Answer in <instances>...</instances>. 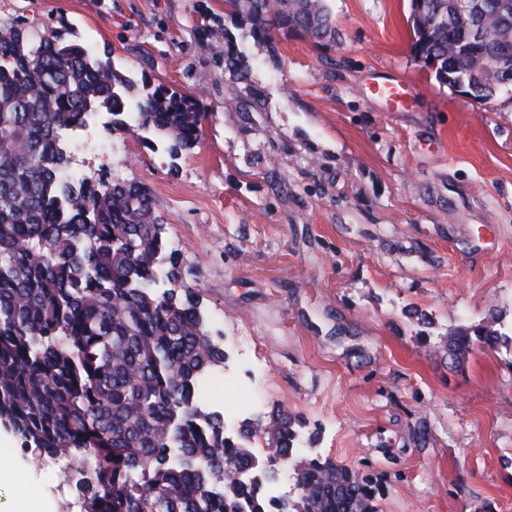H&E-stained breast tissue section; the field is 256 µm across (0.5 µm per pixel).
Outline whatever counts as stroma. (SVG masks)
I'll return each instance as SVG.
<instances>
[{
    "label": "stroma",
    "mask_w": 512,
    "mask_h": 512,
    "mask_svg": "<svg viewBox=\"0 0 512 512\" xmlns=\"http://www.w3.org/2000/svg\"><path fill=\"white\" fill-rule=\"evenodd\" d=\"M336 40H246L248 80L222 63L247 28L224 0H0V25L108 53L135 85L192 92L201 138L173 157L136 123L92 175L145 186L176 288L191 287L265 458L283 411L301 453L368 476L378 512H512V350L452 364L457 327L512 332V100L480 104L411 52L410 0H328ZM409 80L392 110L371 87ZM425 313L428 323L418 322ZM0 455L64 512L74 483L0 422ZM209 36L224 38V68L235 74L238 79L248 80L250 67L237 38L220 25L211 29Z\"/></svg>",
    "instance_id": "stroma-1"
}]
</instances>
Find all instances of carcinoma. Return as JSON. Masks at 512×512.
<instances>
[{
    "label": "carcinoma",
    "instance_id": "1",
    "mask_svg": "<svg viewBox=\"0 0 512 512\" xmlns=\"http://www.w3.org/2000/svg\"><path fill=\"white\" fill-rule=\"evenodd\" d=\"M410 0L413 52L435 79L491 102L512 87V73L490 69L512 46V10L484 15L462 3ZM243 12L246 38L268 42L287 28L324 42L336 25L327 0H224ZM224 68L248 80L237 38L222 26ZM0 419L45 462L76 471L80 512H377L354 472L316 458L295 468L307 495L274 505L263 484H240L232 470L251 451L225 435L224 416L196 403L199 379L224 363V344L209 334L195 291L183 296L150 191L103 176L63 177L70 154L60 129L86 126L103 103L113 125L127 126L133 82L100 56L51 33L31 45L20 26L0 28ZM139 126L173 156L201 135L196 101L157 86L136 102ZM512 336L463 325L448 336L458 364L475 347L496 349ZM275 448L294 456L291 419L269 424ZM140 473L142 482L131 480Z\"/></svg>",
    "mask_w": 512,
    "mask_h": 512
}]
</instances>
